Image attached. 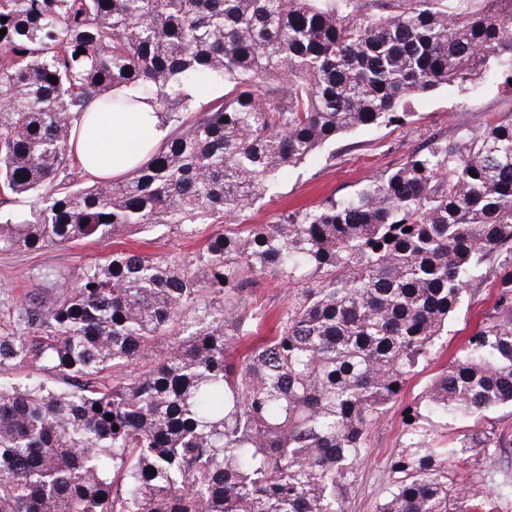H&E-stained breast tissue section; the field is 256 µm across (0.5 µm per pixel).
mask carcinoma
<instances>
[{"label": "carcinoma", "mask_w": 512, "mask_h": 512, "mask_svg": "<svg viewBox=\"0 0 512 512\" xmlns=\"http://www.w3.org/2000/svg\"><path fill=\"white\" fill-rule=\"evenodd\" d=\"M2 17L0 207L29 211L3 215L0 252L224 229L191 259L116 249L0 323V368L40 373L0 384V512H345L370 433L483 275L490 306L404 409L376 512H502L512 436L485 420L512 404V114L276 224L226 220L414 96L512 83V0H0ZM143 100L168 139L121 181L84 180L81 114ZM268 273L301 288L262 336L247 299ZM433 417L472 426L442 448Z\"/></svg>", "instance_id": "carcinoma-1"}]
</instances>
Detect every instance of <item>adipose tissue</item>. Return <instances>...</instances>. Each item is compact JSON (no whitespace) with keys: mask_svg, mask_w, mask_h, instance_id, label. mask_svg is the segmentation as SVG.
<instances>
[{"mask_svg":"<svg viewBox=\"0 0 512 512\" xmlns=\"http://www.w3.org/2000/svg\"><path fill=\"white\" fill-rule=\"evenodd\" d=\"M74 153L82 170L94 178H111L132 170L170 134L151 103L134 112H101L88 107L77 123Z\"/></svg>","mask_w":512,"mask_h":512,"instance_id":"ef3b65f1","label":"adipose tissue"}]
</instances>
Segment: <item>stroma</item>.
<instances>
[{
	"label": "stroma",
	"mask_w": 512,
	"mask_h": 512,
	"mask_svg": "<svg viewBox=\"0 0 512 512\" xmlns=\"http://www.w3.org/2000/svg\"><path fill=\"white\" fill-rule=\"evenodd\" d=\"M407 110L409 115L402 126L357 129L339 137L335 144L319 150L306 162L284 168L274 192L263 195L246 209L242 223L275 224L281 214L317 206L330 196L349 195L392 170L412 149L436 140L453 139L462 128L481 118L512 113V89L486 76L463 92L442 88L412 98ZM215 230V225L200 224L189 238L159 227L150 233L128 232L123 242L145 254L191 257ZM112 250V242L86 241L35 252L0 253V316L18 313L28 299L49 296L51 289L44 279L48 269L61 268L75 278ZM490 292L488 282L470 285L447 336L442 339L440 359L409 382L402 399L371 432L366 461L346 512H374L388 481L387 460L400 446L405 406L420 400L444 363L461 349L479 322Z\"/></svg>",
	"instance_id": "35a3bbf8"
}]
</instances>
